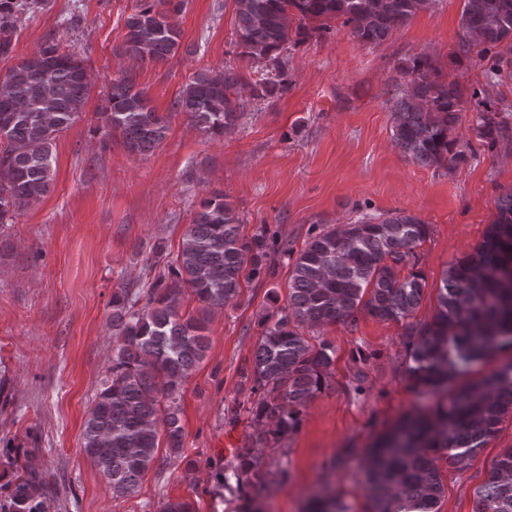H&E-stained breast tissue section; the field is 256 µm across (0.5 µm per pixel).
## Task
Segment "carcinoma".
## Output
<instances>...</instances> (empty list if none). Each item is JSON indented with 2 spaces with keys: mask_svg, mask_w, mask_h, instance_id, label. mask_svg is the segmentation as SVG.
<instances>
[{
  "mask_svg": "<svg viewBox=\"0 0 512 512\" xmlns=\"http://www.w3.org/2000/svg\"><path fill=\"white\" fill-rule=\"evenodd\" d=\"M48 0H0V55L10 52L22 18ZM437 0H233L237 59L224 71L195 72L172 104L206 138L238 126L250 104L285 95L290 87L288 52L329 33L339 19L349 35L378 47ZM184 0H137L125 19L121 55L134 63H162L178 54L181 31L174 18ZM459 53L477 51L489 83L512 78V0H464ZM387 100L396 147L421 167L453 170L467 159L454 133L463 119L461 88L441 75L429 53L397 66ZM92 83L84 60L54 39L45 40L0 82V229L54 182L53 145L78 118ZM249 89V98L240 90ZM108 139L118 137L131 154L147 156L166 139L169 115L150 105L126 70L106 86L96 113ZM471 123L488 149L512 135V104L481 100ZM496 215L474 251L449 267L438 289L431 322L412 317L426 281L416 248L430 225L404 210L364 213L351 224L312 225L299 252L266 225L247 238L243 220L214 189L199 203L182 245L167 257V273L148 285H124L112 294L117 346L102 388L85 420V453L115 498L136 492L154 465L160 444L169 456L183 450L177 396L208 348L210 312L237 300L241 281L272 276L277 256L289 257L286 305L260 323L251 364L240 386L253 443L218 465L219 504L244 501L231 512H260L266 487L262 449L294 435L300 415L327 385L332 343L304 329L357 324L362 312L404 323L405 374L411 387L440 394L448 380L478 360L512 349V189L495 201ZM200 303L194 316L180 313L184 296ZM512 414V361L438 403L430 415L403 418L368 452L365 494L372 512H439L445 495L440 464L458 472L472 462ZM13 478L0 512H50L56 498L43 472L9 461ZM310 512H349L339 495L317 497ZM473 512H512V448L492 465L475 490Z\"/></svg>",
  "mask_w": 512,
  "mask_h": 512,
  "instance_id": "obj_1",
  "label": "carcinoma"
}]
</instances>
